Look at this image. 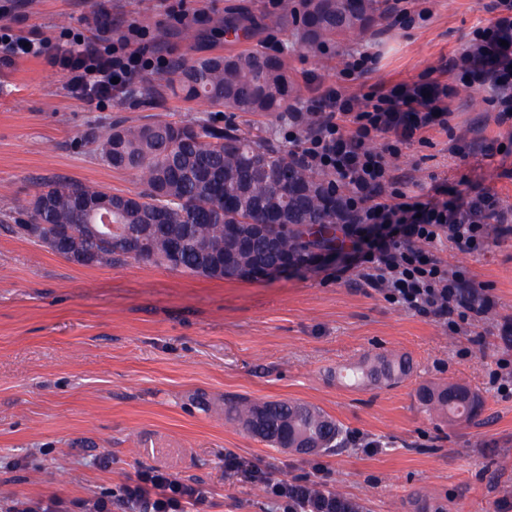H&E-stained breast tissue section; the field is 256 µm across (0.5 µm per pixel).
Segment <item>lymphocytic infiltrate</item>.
Segmentation results:
<instances>
[{
  "instance_id": "lymphocytic-infiltrate-1",
  "label": "lymphocytic infiltrate",
  "mask_w": 512,
  "mask_h": 512,
  "mask_svg": "<svg viewBox=\"0 0 512 512\" xmlns=\"http://www.w3.org/2000/svg\"><path fill=\"white\" fill-rule=\"evenodd\" d=\"M493 20L474 28L467 43L424 78L379 81L357 90L371 75L376 56L348 52L336 83L315 82L310 97L288 113V140L310 171L327 176L343 222L351 264L359 279L407 311L438 322L449 332L477 325L490 312L484 288L462 270H450L432 252L438 241L483 252L512 235V208H502L485 188L439 202L441 185L413 195L396 173V160L430 131H451L453 77L484 91L498 126L512 128V0H492ZM142 29L118 28L110 5L99 4L84 33L56 40L32 31L22 36L0 24V71L25 57L43 60L66 78L71 96L99 106L128 91L136 79L167 68L165 55L148 51ZM226 477L261 483L279 512H342L336 488L324 478L291 481L273 476L235 454L224 459ZM123 502L142 512H196L207 491L180 476L143 471L120 489Z\"/></svg>"
}]
</instances>
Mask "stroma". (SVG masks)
Wrapping results in <instances>:
<instances>
[{
    "mask_svg": "<svg viewBox=\"0 0 512 512\" xmlns=\"http://www.w3.org/2000/svg\"><path fill=\"white\" fill-rule=\"evenodd\" d=\"M491 0H434L430 22L388 27L330 41L331 55L304 49L283 7L271 0H112L117 26L135 22L147 47L190 58L288 50L300 98L308 75L331 83L344 52L361 47L378 57L373 80L413 81L441 57L452 56L476 25L488 23ZM95 0H30L16 29L54 37L86 29ZM193 22L178 23L176 10ZM247 19L246 36L225 41L228 16ZM147 79L96 108L72 98L63 75L27 58L0 75V201L28 206L43 181L62 176L114 193L138 191L132 173L104 165L92 146L74 140L88 124L156 119L234 123L254 136L286 145V122L239 114L200 101L145 98ZM451 123L472 146L505 137L484 95L458 91ZM447 132H430L398 161L411 193L446 181L453 199L461 180L492 188L512 207V156L488 161L475 151L450 157ZM438 257L466 268L493 304L482 342L416 316L337 276L348 252L322 254L280 276L211 280L150 262L78 267L0 224V512L18 499L53 496L72 512L104 498L112 512H135L116 498L141 469L174 473L210 492L202 512H278L258 485L224 477L227 453L250 459L276 476L328 480L364 512H512V393L491 373L512 361L502 336L512 320V237L484 253L440 244ZM380 356L407 360L408 373L391 385H356L347 367ZM433 383L469 387L483 402L476 418L451 421L422 405ZM209 403L199 408L197 393ZM299 400L338 420L348 439L342 451L300 455L268 446L224 417V400Z\"/></svg>",
    "mask_w": 512,
    "mask_h": 512,
    "instance_id": "obj_1",
    "label": "stroma"
}]
</instances>
